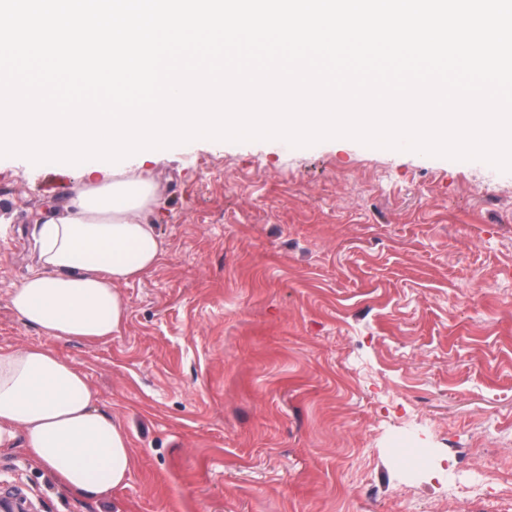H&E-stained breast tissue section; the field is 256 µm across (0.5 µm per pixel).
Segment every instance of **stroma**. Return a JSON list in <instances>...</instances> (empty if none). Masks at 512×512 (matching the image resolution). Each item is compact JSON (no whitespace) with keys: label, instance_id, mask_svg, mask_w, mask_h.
<instances>
[{"label":"stroma","instance_id":"stroma-1","mask_svg":"<svg viewBox=\"0 0 512 512\" xmlns=\"http://www.w3.org/2000/svg\"><path fill=\"white\" fill-rule=\"evenodd\" d=\"M159 186L127 318L53 351L133 453L88 501L20 448L40 512H512V172L337 138L198 139L122 161ZM0 157V347L34 221L89 182ZM483 298H476L477 288Z\"/></svg>","mask_w":512,"mask_h":512}]
</instances>
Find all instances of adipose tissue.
<instances>
[{
  "mask_svg": "<svg viewBox=\"0 0 512 512\" xmlns=\"http://www.w3.org/2000/svg\"><path fill=\"white\" fill-rule=\"evenodd\" d=\"M154 181L115 179L78 188L61 211L39 219L38 266L10 294L39 345L0 348V450L22 447L62 488L97 499L132 467L129 438L103 410L85 376L59 359L52 341L104 339L127 316L123 285L159 261L163 240L148 214Z\"/></svg>",
  "mask_w": 512,
  "mask_h": 512,
  "instance_id": "adipose-tissue-1",
  "label": "adipose tissue"
}]
</instances>
